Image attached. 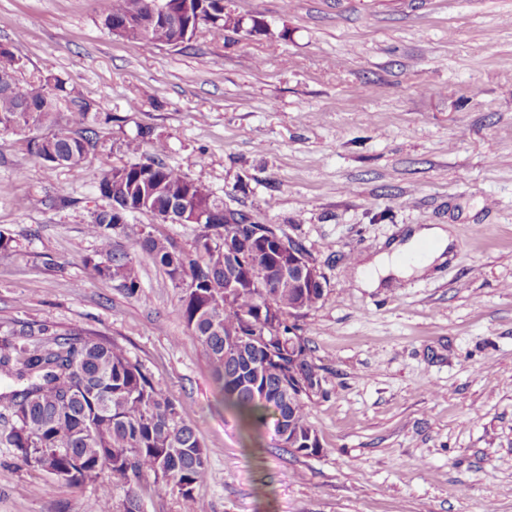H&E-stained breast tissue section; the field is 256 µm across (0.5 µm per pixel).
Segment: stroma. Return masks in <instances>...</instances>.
Wrapping results in <instances>:
<instances>
[{"label":"stroma","mask_w":512,"mask_h":512,"mask_svg":"<svg viewBox=\"0 0 512 512\" xmlns=\"http://www.w3.org/2000/svg\"><path fill=\"white\" fill-rule=\"evenodd\" d=\"M265 25L143 48L106 0H0L21 85L59 75L111 123L78 170H50L30 132L0 131V334L22 323L107 339L182 408L207 450L196 512H512V0H229ZM163 161L225 209L301 243L326 278L297 318L327 395L307 404L321 452L245 437L181 289L145 253L128 295L83 260L112 166ZM450 226L445 261L369 290L358 270L407 231ZM188 250L195 224L130 217ZM72 486L0 445V512H87Z\"/></svg>","instance_id":"stroma-1"}]
</instances>
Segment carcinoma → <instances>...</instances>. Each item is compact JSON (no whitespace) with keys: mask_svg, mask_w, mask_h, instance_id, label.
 I'll return each mask as SVG.
<instances>
[{"mask_svg":"<svg viewBox=\"0 0 512 512\" xmlns=\"http://www.w3.org/2000/svg\"><path fill=\"white\" fill-rule=\"evenodd\" d=\"M149 0H110L104 25L130 24L126 40L140 47L184 40L185 24L205 26L216 38L240 28L239 16L224 10V0H190L184 25L161 17L148 20ZM21 59L0 45V75L15 77ZM32 109L21 111V99L0 93V129L38 132L31 152L49 169H77L98 144L94 116L98 103L68 82L50 75L29 89ZM100 195L120 209L138 213L163 211L180 200L211 211L189 251L169 240L142 232L122 246L114 236L126 224L110 208L98 212L89 226L100 261L85 263L96 275L119 282L130 296L140 288V270L132 253H146L161 266L172 284L183 289L180 309L191 336L207 352L212 375L224 404L251 429L273 419L274 433L318 439L305 399L314 385L325 392L324 370L312 358L309 340L291 334L288 319L296 303L304 310L323 299L318 287L298 289L280 284L277 242L283 237L263 224L247 223L241 212L224 210L206 185L163 162L133 163L105 170ZM235 235L250 243L247 265L262 275L266 294L243 288L232 299L224 296V276L232 262L224 255L228 218ZM242 331L243 335H231ZM0 407L10 427L0 443L16 450L21 466L44 472L76 474L71 485L101 481L99 498L109 512L112 490L125 493L124 512L141 501L136 491L151 481L155 494L175 493L180 512H195V491L209 478L207 451L195 430L183 422L178 405L158 389L141 366L107 341L60 334L54 326L26 323L7 331L0 341Z\"/></svg>","mask_w":512,"mask_h":512,"instance_id":"carcinoma-1","label":"carcinoma"}]
</instances>
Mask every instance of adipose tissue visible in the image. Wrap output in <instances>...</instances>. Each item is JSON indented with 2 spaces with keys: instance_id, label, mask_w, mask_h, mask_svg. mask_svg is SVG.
I'll list each match as a JSON object with an SVG mask.
<instances>
[{
  "instance_id": "ef3b65f1",
  "label": "adipose tissue",
  "mask_w": 512,
  "mask_h": 512,
  "mask_svg": "<svg viewBox=\"0 0 512 512\" xmlns=\"http://www.w3.org/2000/svg\"><path fill=\"white\" fill-rule=\"evenodd\" d=\"M453 239L445 226L428 225L412 231L404 244H391L360 271V283L365 288H379L393 277L422 274L451 246Z\"/></svg>"
}]
</instances>
